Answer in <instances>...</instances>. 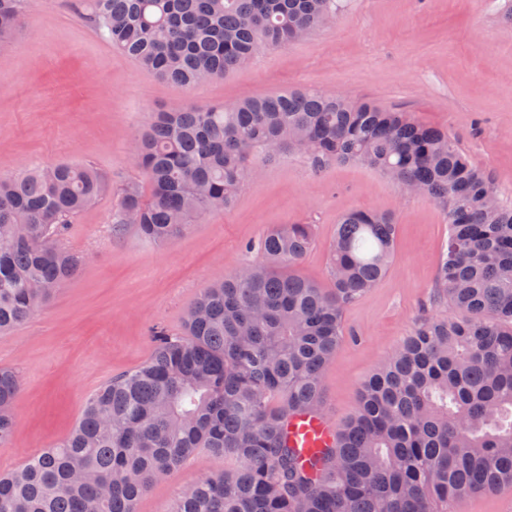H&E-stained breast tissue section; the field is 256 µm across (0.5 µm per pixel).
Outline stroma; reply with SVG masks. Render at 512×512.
Segmentation results:
<instances>
[{"mask_svg":"<svg viewBox=\"0 0 512 512\" xmlns=\"http://www.w3.org/2000/svg\"><path fill=\"white\" fill-rule=\"evenodd\" d=\"M328 24L287 45L259 48L224 77L188 88L162 79L112 47L75 0H28L12 37L0 43V178L68 163L91 166L108 183L70 224L64 246L81 269L29 319L0 334V367L19 379L16 426L0 446V471L16 470L65 438L88 399L112 377L148 362L161 326L182 335L204 288L260 263L246 251L283 224H308L313 242L297 275L331 288L329 249L343 213H390L393 255L376 288L347 304L343 342L323 376V408L344 429L362 383L415 324L449 304L432 291L448 218L431 198L354 162L313 169L289 152L260 165L224 210L196 217L172 242L113 227V188L144 181L132 163L154 112L310 88L408 113L448 130L487 168L512 204V17L506 0H343ZM209 449L153 484L137 512H171L203 477L223 472Z\"/></svg>","mask_w":512,"mask_h":512,"instance_id":"1","label":"stroma"}]
</instances>
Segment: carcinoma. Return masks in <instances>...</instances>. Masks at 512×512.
Masks as SVG:
<instances>
[{
  "instance_id": "1",
  "label": "carcinoma",
  "mask_w": 512,
  "mask_h": 512,
  "mask_svg": "<svg viewBox=\"0 0 512 512\" xmlns=\"http://www.w3.org/2000/svg\"><path fill=\"white\" fill-rule=\"evenodd\" d=\"M339 2L91 0L88 18L140 66L196 85L260 46L308 35ZM23 8L0 0V42ZM287 151L316 169L366 164L440 204L449 232L433 299L459 315L420 320L363 382L342 447L323 449L314 479L283 426L322 405L343 307L384 275L396 224L374 210L343 215L329 291L291 271L311 247L310 225L276 227L258 243L266 264L204 289L185 336L153 328L147 363L96 391L64 440L0 474V512H137L151 485L199 448L235 466L190 487L172 512H457L512 484V208L447 132L312 89L158 112L133 154L149 195L134 180L119 184L115 229L133 213L144 238L169 243L194 217L229 206L258 157ZM106 187L94 169L65 163L0 179V333L80 268L62 240ZM18 392L16 375L0 369V445Z\"/></svg>"
}]
</instances>
